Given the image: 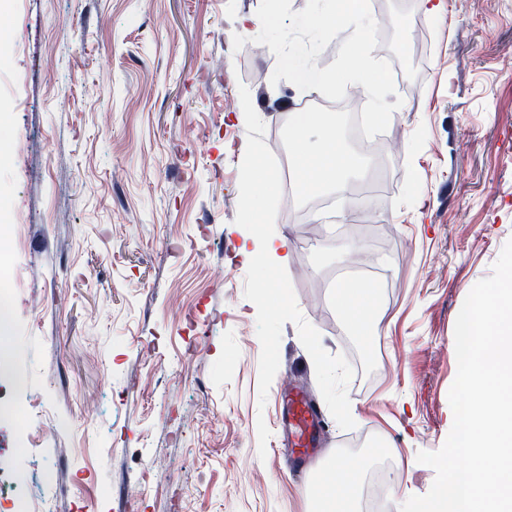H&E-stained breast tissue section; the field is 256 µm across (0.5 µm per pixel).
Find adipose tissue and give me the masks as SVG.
Returning a JSON list of instances; mask_svg holds the SVG:
<instances>
[{
	"label": "adipose tissue",
	"mask_w": 512,
	"mask_h": 512,
	"mask_svg": "<svg viewBox=\"0 0 512 512\" xmlns=\"http://www.w3.org/2000/svg\"><path fill=\"white\" fill-rule=\"evenodd\" d=\"M294 126L295 139L299 144L294 167L302 191H343L356 164L352 158L338 151L335 126L327 119L308 112L295 113ZM314 127L319 133L312 140L307 132ZM237 255L243 262L260 265L266 271L285 268L291 259L285 236L273 228L243 237ZM336 295L350 328L360 333L372 326L376 299L374 289L360 282L340 279L336 282Z\"/></svg>",
	"instance_id": "adipose-tissue-1"
}]
</instances>
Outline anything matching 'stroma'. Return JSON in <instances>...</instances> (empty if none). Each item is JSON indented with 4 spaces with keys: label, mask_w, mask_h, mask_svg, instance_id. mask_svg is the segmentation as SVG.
<instances>
[{
    "label": "stroma",
    "mask_w": 512,
    "mask_h": 512,
    "mask_svg": "<svg viewBox=\"0 0 512 512\" xmlns=\"http://www.w3.org/2000/svg\"><path fill=\"white\" fill-rule=\"evenodd\" d=\"M261 0H0V225L26 390L0 423V468L47 512H314L301 470L360 463L384 512L426 494L453 425L454 327L512 239V0H370L372 55L402 63L387 141L342 106L272 83L277 58L238 20ZM246 43L234 49V34ZM250 96L252 122L236 118ZM366 164L334 207L264 198L292 261L270 294L236 252L246 178L292 161L302 103ZM259 145L264 167L240 156ZM375 262L378 331L343 321L341 270ZM325 416L320 448L284 447L283 384ZM53 450L18 444L43 420Z\"/></svg>",
    "instance_id": "35a3bbf8"
}]
</instances>
